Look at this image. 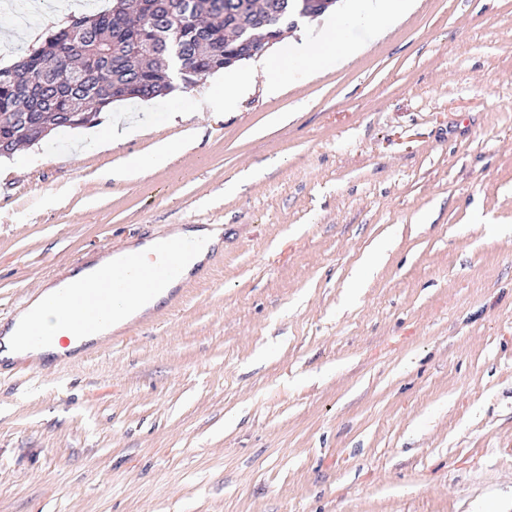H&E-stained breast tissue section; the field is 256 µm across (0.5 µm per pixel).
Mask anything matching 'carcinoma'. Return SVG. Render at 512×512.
Masks as SVG:
<instances>
[{
  "label": "carcinoma",
  "instance_id": "obj_1",
  "mask_svg": "<svg viewBox=\"0 0 512 512\" xmlns=\"http://www.w3.org/2000/svg\"><path fill=\"white\" fill-rule=\"evenodd\" d=\"M296 0H115L74 18L0 68V146L14 153L65 127L90 126L112 103L165 99L226 69L241 40L260 44Z\"/></svg>",
  "mask_w": 512,
  "mask_h": 512
}]
</instances>
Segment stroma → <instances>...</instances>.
I'll return each mask as SVG.
<instances>
[{"instance_id":"stroma-1","label":"stroma","mask_w":512,"mask_h":512,"mask_svg":"<svg viewBox=\"0 0 512 512\" xmlns=\"http://www.w3.org/2000/svg\"><path fill=\"white\" fill-rule=\"evenodd\" d=\"M43 0H0V67ZM361 53L211 112L118 101L0 176V323L185 224L212 275L52 375L0 376V512H512V0H414ZM192 145L138 179L154 142ZM221 231L219 230H210L209 228H197V229H188V230H177L175 232L174 237H184L193 239L200 244H202L201 251L197 254L195 258H190L186 261L184 277H188L193 267L203 261L205 259L208 246L218 240V235Z\"/></svg>"}]
</instances>
